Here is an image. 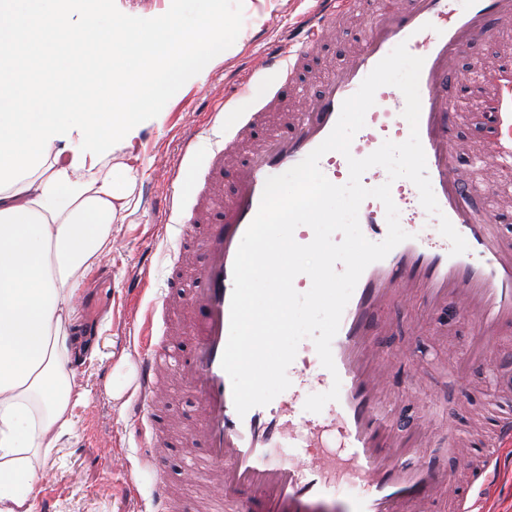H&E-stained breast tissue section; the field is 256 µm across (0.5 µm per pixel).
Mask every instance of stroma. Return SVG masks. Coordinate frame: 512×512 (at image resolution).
<instances>
[{"instance_id": "obj_1", "label": "stroma", "mask_w": 512, "mask_h": 512, "mask_svg": "<svg viewBox=\"0 0 512 512\" xmlns=\"http://www.w3.org/2000/svg\"><path fill=\"white\" fill-rule=\"evenodd\" d=\"M314 5V0H243V26L224 59L185 84L157 117L143 122L136 139V204L113 225L111 254L80 289L79 323L89 357L74 361L72 369L86 398L38 480L36 512H154L153 474L137 475L117 464L121 458L134 459L144 431L126 415L137 375L132 327L139 318L126 297V285L145 268L154 288L170 275L180 247L179 216L195 209L225 134L283 88L279 77L254 73L257 59L265 49L286 44L298 16ZM497 59L512 61V29L463 53L456 70L467 78L468 88H447L448 103L460 117L458 139L468 150L489 135L483 108L489 90L480 68ZM227 98L234 101L233 112L226 122H214L212 112ZM171 200L178 209L168 210ZM422 313L416 296L392 309L390 325L380 332V351L393 370L410 369L405 386L412 392L413 413H430L429 428L442 449L467 440L488 422L500 397L492 368L502 352L512 350V334L499 337L486 350L484 365L458 380L444 363L471 350L477 340L475 323L460 318L440 329L422 322ZM194 412L190 394L171 383L165 413L178 427L168 435L161 464L168 477L182 479L186 459L202 452L185 439L184 425Z\"/></svg>"}]
</instances>
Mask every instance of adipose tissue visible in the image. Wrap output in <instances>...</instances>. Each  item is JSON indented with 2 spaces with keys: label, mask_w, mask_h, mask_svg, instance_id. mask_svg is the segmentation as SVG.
Listing matches in <instances>:
<instances>
[{
  "label": "adipose tissue",
  "mask_w": 512,
  "mask_h": 512,
  "mask_svg": "<svg viewBox=\"0 0 512 512\" xmlns=\"http://www.w3.org/2000/svg\"><path fill=\"white\" fill-rule=\"evenodd\" d=\"M72 161L51 148L38 173L0 192V512H35L41 467L86 396L67 367L79 286L130 206L133 166Z\"/></svg>",
  "instance_id": "1"
}]
</instances>
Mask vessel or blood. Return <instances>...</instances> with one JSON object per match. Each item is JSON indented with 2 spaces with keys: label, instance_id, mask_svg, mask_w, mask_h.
<instances>
[{
  "label": "vessel or blood",
  "instance_id": "vessel-or-blood-1",
  "mask_svg": "<svg viewBox=\"0 0 512 512\" xmlns=\"http://www.w3.org/2000/svg\"><path fill=\"white\" fill-rule=\"evenodd\" d=\"M358 11L367 12L368 19L354 46L339 45L336 70L319 82L304 108L287 113L279 131L260 140L238 162L215 220L203 225L192 242L183 243L180 260L191 267L189 289L168 279L135 330L139 373L128 415L135 422L154 424L162 375H181L197 407L188 435L203 446L202 455L189 459L185 471L213 490L203 507L193 509L174 495L170 478H161L155 488L156 512H424L442 490L455 499L457 512L473 510L471 492L458 486L447 455L422 460L415 448L406 446L413 424L397 411L401 395L390 387L377 333L385 310L418 291L428 319L446 312L472 318L484 343L512 332V236L470 201L473 185L454 163L461 144L455 134L457 115L449 109L446 94L457 57L467 47L493 40L498 24L512 21V0H320L316 12L301 18V38L266 52L260 68L275 70L287 83H304L327 42L337 36L342 16ZM401 43L424 59L419 134L427 174L442 212L469 249L454 256L445 237L416 236L369 265L332 341L335 371L319 364L315 346L300 348L291 364L287 400L238 415L221 358L229 337L236 253L259 209L265 182L323 142L344 100ZM483 80L496 90L488 151L506 163L512 161V112L507 109L512 66L492 63ZM375 100L376 108L367 112L365 126L352 141L350 156L333 151L321 158L319 167L333 184L348 179V157L363 158L384 141L408 138L401 91L381 87ZM254 125L251 119L241 124L212 166L223 168L225 157L252 135ZM391 196L408 223H428L412 182L393 183ZM359 222L368 240L385 239V208L379 200L363 201ZM174 298L188 321L184 348L171 336L160 345L154 341L155 311ZM312 379L327 388L336 381L341 384L328 415L305 411L300 402L302 387ZM291 439L296 450L282 452L283 442ZM493 440L492 451L478 460L483 477L497 469L503 449L512 447V413L498 418ZM144 445L137 465L155 470L165 442L153 435ZM346 483L361 486V493L342 496L339 488Z\"/></svg>",
  "mask_w": 512,
  "mask_h": 512
}]
</instances>
